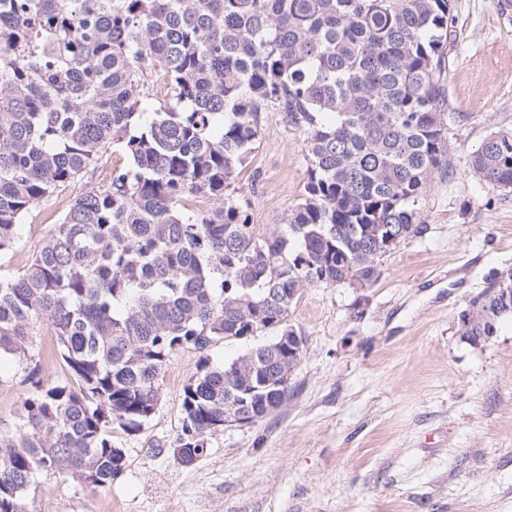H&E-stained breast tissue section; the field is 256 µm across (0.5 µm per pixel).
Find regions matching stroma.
<instances>
[{"mask_svg":"<svg viewBox=\"0 0 512 512\" xmlns=\"http://www.w3.org/2000/svg\"><path fill=\"white\" fill-rule=\"evenodd\" d=\"M448 49L453 167L420 202L426 232L381 259L370 288H306L288 319L304 338L287 400L227 426L184 466L175 457L182 388L198 355L176 353L145 429L112 432L127 468L96 491L38 472L31 512H512V320L473 346L460 312L512 267V191L479 180L470 155L512 131V9L454 0ZM305 130L266 113L232 186L258 228L281 223L308 178ZM41 327L24 361L0 360V430L17 422L31 376L65 378Z\"/></svg>","mask_w":512,"mask_h":512,"instance_id":"obj_1","label":"stroma"}]
</instances>
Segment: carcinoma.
<instances>
[{"instance_id": "obj_1", "label": "carcinoma", "mask_w": 512, "mask_h": 512, "mask_svg": "<svg viewBox=\"0 0 512 512\" xmlns=\"http://www.w3.org/2000/svg\"><path fill=\"white\" fill-rule=\"evenodd\" d=\"M453 2L0 0V260L41 205L67 198L38 249L0 273V359H26L46 325L69 373L32 382L19 424L0 431V512H27L39 470L110 487L127 467L112 429H144L180 350L201 353L181 394L180 464L230 406L246 398L261 419L263 401L283 404L303 343L277 345L297 335L303 291L370 288L385 240L427 230L420 200L465 120L446 109ZM157 70L168 101L151 112ZM266 112L305 127L308 180L261 233L230 188ZM114 150L128 165L73 192ZM470 165L512 190V131L490 133ZM506 289L512 268L486 278L459 338L497 335ZM263 331L229 363L204 356Z\"/></svg>"}]
</instances>
